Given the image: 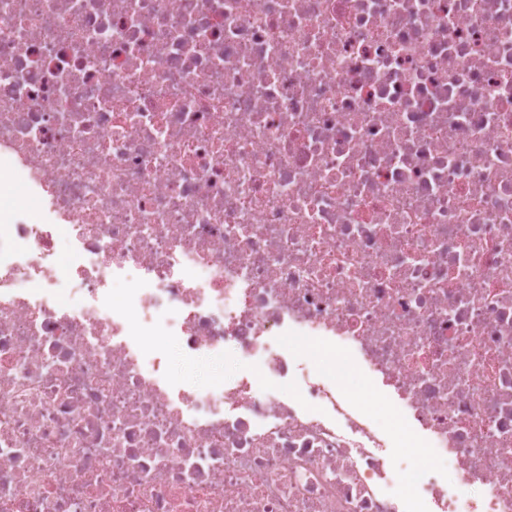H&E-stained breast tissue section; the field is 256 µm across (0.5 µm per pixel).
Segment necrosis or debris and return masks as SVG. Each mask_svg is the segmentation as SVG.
<instances>
[{
	"label": "necrosis or debris",
	"instance_id": "obj_1",
	"mask_svg": "<svg viewBox=\"0 0 512 512\" xmlns=\"http://www.w3.org/2000/svg\"><path fill=\"white\" fill-rule=\"evenodd\" d=\"M18 186L0 512H512V0H0ZM155 333L151 337V344L156 347H165L172 352V366L176 375L182 379L196 384L199 388H210L224 383V377L228 378L237 372L247 373L261 377V368L258 364H252L237 360L233 355L222 357L187 359L181 356L174 348H170L168 336H160ZM295 346L297 357L310 361L328 378L336 381L337 387L347 394L358 395V398H360L365 395L369 386L373 385L364 370L352 361H343L336 357V365H334L326 353L313 345L299 343ZM394 452V454H398L400 451L402 455H410L412 458V468L407 471L406 476V487L407 490L411 487L418 485L422 475L430 466L432 460L429 454L423 453L422 448H389Z\"/></svg>",
	"mask_w": 512,
	"mask_h": 512
}]
</instances>
